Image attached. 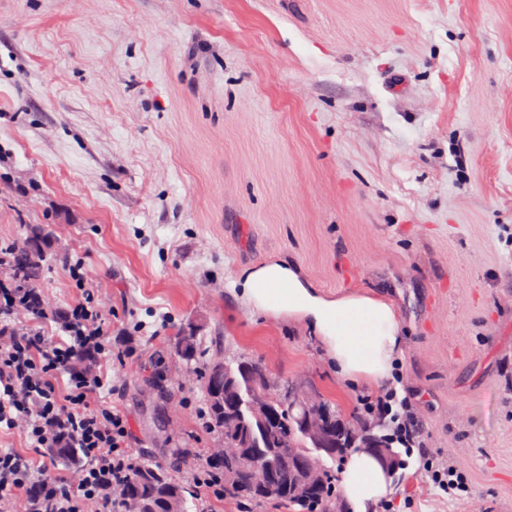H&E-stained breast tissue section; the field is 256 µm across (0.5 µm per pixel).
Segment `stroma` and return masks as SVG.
<instances>
[{"instance_id":"1","label":"stroma","mask_w":512,"mask_h":512,"mask_svg":"<svg viewBox=\"0 0 512 512\" xmlns=\"http://www.w3.org/2000/svg\"><path fill=\"white\" fill-rule=\"evenodd\" d=\"M50 227L42 292L101 284L125 359L100 399L141 462L187 479L206 366L243 354L359 416L311 330L241 278L293 264L395 308L423 448L373 512H512V0H0V242ZM197 326L185 364L170 338ZM426 476L432 486L446 497L456 498L461 493H467L469 485L463 473L443 457L431 456L424 463Z\"/></svg>"}]
</instances>
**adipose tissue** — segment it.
<instances>
[{"instance_id":"1","label":"adipose tissue","mask_w":512,"mask_h":512,"mask_svg":"<svg viewBox=\"0 0 512 512\" xmlns=\"http://www.w3.org/2000/svg\"><path fill=\"white\" fill-rule=\"evenodd\" d=\"M239 294L256 311L305 322L342 380L378 385L391 378L403 338L384 298L361 292L326 297L284 261L246 271ZM340 482L350 512H370L392 491L390 474L363 451L349 455Z\"/></svg>"}]
</instances>
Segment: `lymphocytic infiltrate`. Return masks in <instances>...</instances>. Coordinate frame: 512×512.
Segmentation results:
<instances>
[{"label":"lymphocytic infiltrate","mask_w":512,"mask_h":512,"mask_svg":"<svg viewBox=\"0 0 512 512\" xmlns=\"http://www.w3.org/2000/svg\"><path fill=\"white\" fill-rule=\"evenodd\" d=\"M76 271L81 296L68 308L69 322L55 338L18 325V317L42 322L50 314L30 311L26 289L0 275V431H22L32 450L25 456L0 448V512H128L115 494L140 466L130 446L128 419L118 406L99 404L108 384L101 371L74 368L86 351L107 362L124 354L112 346L85 262H77ZM363 406L372 414L394 415L397 442L410 446V398H398L389 388ZM64 444L81 452L73 481L55 471L53 450Z\"/></svg>","instance_id":"lymphocytic-infiltrate-1"}]
</instances>
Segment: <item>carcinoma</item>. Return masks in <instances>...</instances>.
<instances>
[{"mask_svg": "<svg viewBox=\"0 0 512 512\" xmlns=\"http://www.w3.org/2000/svg\"><path fill=\"white\" fill-rule=\"evenodd\" d=\"M58 260L55 241L49 230L36 225L27 236L17 242L0 247V272L5 271L15 287L33 292L31 309H43L40 283L46 270ZM173 350L185 361L198 356L197 331L185 324L173 343ZM205 398L208 427L224 445L237 451L234 462L226 458L218 461L224 469V480L234 474L235 483L224 485L227 498L263 503L269 500L288 506L290 512H335L333 475L328 461H334L350 448H361L372 442L397 457L391 438L380 423H369L353 416L338 417L335 426L337 445L326 451L312 447L303 422L308 404L283 391L271 387L268 370L259 360L250 357H226L212 362L205 372ZM280 450L275 476L282 487L273 494L265 482L254 475L255 461L271 458V450ZM303 458L322 474L320 484L311 492L301 494L293 490L295 468L288 455ZM194 490L188 481L172 477L159 466L142 464L136 474L124 483L118 495L130 512H185V504Z\"/></svg>", "mask_w": 512, "mask_h": 512, "instance_id": "cac0c4a2", "label": "carcinoma"}]
</instances>
